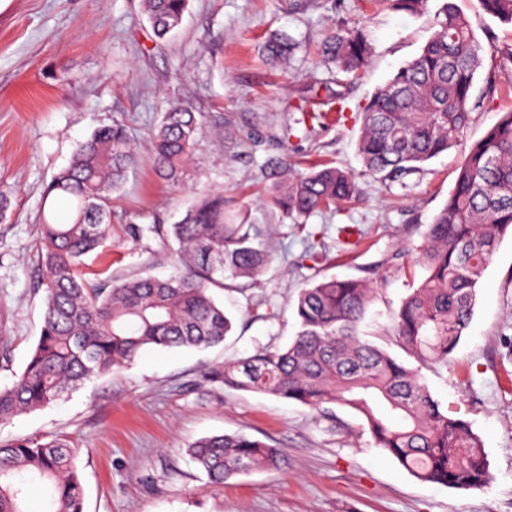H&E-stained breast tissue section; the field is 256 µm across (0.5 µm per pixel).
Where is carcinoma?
I'll list each match as a JSON object with an SVG mask.
<instances>
[{
  "label": "carcinoma",
  "instance_id": "cac0c4a2",
  "mask_svg": "<svg viewBox=\"0 0 512 512\" xmlns=\"http://www.w3.org/2000/svg\"><path fill=\"white\" fill-rule=\"evenodd\" d=\"M156 38L182 22L188 0H141ZM397 12L422 15L429 0H384ZM485 14L512 25V0H477ZM435 30L412 60L379 87L357 113V152L364 171L398 181L457 146L472 122L475 74L512 62V47L482 43L455 0H442ZM292 40L271 35L264 52L284 62ZM336 73L355 74L369 61L364 36L332 30L321 46ZM325 114L308 111L286 124L281 138L309 140ZM201 114L176 103L153 130L159 177L183 181L193 159ZM136 154L124 125L96 129L76 148L45 195L68 206L64 220L43 215L39 241L44 317L39 339L12 385L0 388V421L41 409L132 361L144 348H204L224 341L232 322L213 298L238 279H256L268 263L265 233L257 224L224 223V194L200 193L176 224L131 219L128 234L148 232L177 245L178 267L168 277H106L90 283L78 274L82 258L112 237V192L126 180ZM273 197L284 217L298 223L313 213L360 198L351 174L327 164L306 172L288 159H266ZM512 231V112H506L464 152L448 200L427 225L418 264L422 278L408 288L392 317L398 344L421 365L448 362L467 328L477 285L502 236ZM372 302L361 280L324 278L300 290L299 330L283 349H261L208 371L211 381L241 391L291 400L315 411L338 405L358 413L376 447L415 478L458 490L491 479L479 437L470 424L440 408L419 370L363 340L358 329ZM213 485L258 468H276L281 452L244 434L199 438L189 448ZM39 485L46 512H83L74 451L63 439L0 442V512H29L27 489Z\"/></svg>",
  "mask_w": 512,
  "mask_h": 512
}]
</instances>
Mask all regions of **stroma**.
Segmentation results:
<instances>
[{"instance_id": "stroma-1", "label": "stroma", "mask_w": 512, "mask_h": 512, "mask_svg": "<svg viewBox=\"0 0 512 512\" xmlns=\"http://www.w3.org/2000/svg\"><path fill=\"white\" fill-rule=\"evenodd\" d=\"M362 31L372 54L357 77L337 81L317 48L334 28ZM433 32V16L396 12L371 0H189L171 38L156 41L141 0H7L0 9V190L12 207L0 220V387L11 385L42 323L39 226L43 193L81 141L124 124L138 163L112 196V238L84 257L88 279L173 272L169 244L127 240L138 213L180 219L197 192H223L224 221L267 227L270 263L245 293L221 292L234 320L223 344L203 350H143L110 374L33 412L0 422V440L66 439L76 452L84 512H512V235H505L478 286L472 319L447 363L420 374L443 410L469 421L489 462L490 482L458 491L412 476L375 447L362 417L334 407L322 415L272 395L209 382L207 369L262 348H283L297 330L294 304L315 275L364 280L374 300L361 325L392 356L414 360L390 333L408 284L419 279L423 234L448 199L464 153L454 149L403 180L365 174L360 124L326 123L310 140L255 146L301 110L343 92L349 113L412 59ZM274 33L297 49L287 64L262 57ZM475 75L472 143L512 109ZM202 115L195 162L173 186L153 170L151 135L173 103ZM297 170L328 164L353 174L356 203L318 212L298 229L274 205L267 155ZM359 228L353 245L342 227ZM320 233L327 259L315 270L302 254ZM242 433L279 448V468L210 485L187 448L212 434Z\"/></svg>"}]
</instances>
